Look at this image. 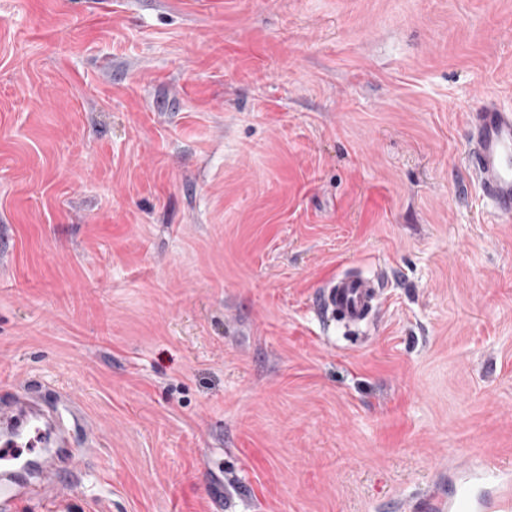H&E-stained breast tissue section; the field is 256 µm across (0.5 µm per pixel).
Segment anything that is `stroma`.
I'll list each match as a JSON object with an SVG mask.
<instances>
[{"instance_id": "obj_1", "label": "stroma", "mask_w": 512, "mask_h": 512, "mask_svg": "<svg viewBox=\"0 0 512 512\" xmlns=\"http://www.w3.org/2000/svg\"><path fill=\"white\" fill-rule=\"evenodd\" d=\"M512 0H0V383L91 454L14 512H429L512 474V218L463 169ZM385 273L371 321L317 309Z\"/></svg>"}]
</instances>
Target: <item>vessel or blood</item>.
<instances>
[{"mask_svg": "<svg viewBox=\"0 0 512 512\" xmlns=\"http://www.w3.org/2000/svg\"><path fill=\"white\" fill-rule=\"evenodd\" d=\"M465 167L475 182L482 199L501 217L512 216V109L504 108L492 98L480 101L470 112L467 122ZM380 294V282L372 277L354 274L337 276L323 290L321 309L344 324L365 320ZM43 408L26 393H0V456L10 457L22 423L31 418H44ZM44 486L36 482L28 462L0 468V505L14 506L19 493L40 495ZM431 512H512V481L496 485L494 494L480 501L473 497L469 481H461L449 496L433 492L429 495Z\"/></svg>", "mask_w": 512, "mask_h": 512, "instance_id": "b4317fda", "label": "vessel or blood"}]
</instances>
